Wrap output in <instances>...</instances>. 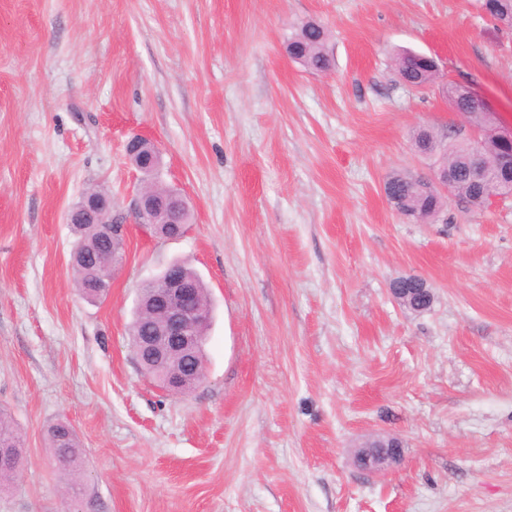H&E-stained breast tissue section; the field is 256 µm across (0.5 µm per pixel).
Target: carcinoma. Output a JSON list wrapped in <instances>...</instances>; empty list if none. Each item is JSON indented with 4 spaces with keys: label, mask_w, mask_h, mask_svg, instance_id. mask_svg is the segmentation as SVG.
<instances>
[{
    "label": "carcinoma",
    "mask_w": 512,
    "mask_h": 512,
    "mask_svg": "<svg viewBox=\"0 0 512 512\" xmlns=\"http://www.w3.org/2000/svg\"><path fill=\"white\" fill-rule=\"evenodd\" d=\"M482 7L494 20L512 28V0H483ZM288 56L299 63L306 70L314 73L327 72L332 67V58L329 51V37L325 30L317 24L307 22L303 24L287 40ZM395 69L399 78L406 84L425 89L435 84L438 73L433 60L415 53L398 54L395 57ZM442 93L453 105L456 111L465 114L478 125L485 122V108L464 94L456 84L442 86ZM436 142L417 135L415 145L423 153L448 155V166L454 170L453 192L459 200L472 203L477 194L484 190L488 193H498L512 188V168H503L499 165V158L507 146L492 140H485L481 144L484 163L490 181L484 187L471 182L467 167L471 142L454 143L445 142V136L434 135ZM423 178L409 172L396 171L386 180L384 189L392 192L394 209L402 215L408 213L407 199L418 195L417 209L420 212L441 211L445 205L444 197L439 194L418 192V185ZM77 235V242L72 253V267L76 282L81 293L94 301L104 300L103 284L111 279L108 264L92 267L93 261L108 251L106 231L107 224H82L78 221L72 224ZM176 270L194 284L197 296L201 303H210L207 288L198 274L184 263H174ZM157 317L156 312L146 302L140 304L135 310L132 323L129 327V344L133 349L138 348L139 340L150 330V323ZM141 370L145 376L157 387H164L170 370L158 368L147 359L138 358ZM48 448L52 455L77 457L82 460V448L74 428L64 420H57L50 424L46 431ZM11 443L16 447L21 445V435L15 427L11 416L0 410V443Z\"/></svg>",
    "instance_id": "cac0c4a2"
}]
</instances>
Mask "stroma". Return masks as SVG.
<instances>
[{
	"instance_id": "stroma-1",
	"label": "stroma",
	"mask_w": 512,
	"mask_h": 512,
	"mask_svg": "<svg viewBox=\"0 0 512 512\" xmlns=\"http://www.w3.org/2000/svg\"><path fill=\"white\" fill-rule=\"evenodd\" d=\"M307 21L327 73L286 53ZM403 49L435 57L438 86L399 81ZM445 83L512 124V30L480 0H0V407L23 438L0 512H512V199L423 224L384 193L437 169L418 128L473 136ZM136 134L187 200L181 238L134 219ZM90 188L126 225L102 302L70 260ZM175 260L213 309L182 394L128 342L142 282ZM409 276L424 312L391 295ZM59 419L75 481L46 443ZM375 437L403 456L369 475L354 453ZM390 291L393 298L400 304L407 296L413 295L418 291L432 293L427 281L418 277L413 279L399 278L393 281ZM48 448L51 449L53 457L67 456L77 457L79 467L82 460V448L78 435L74 428L64 420H57L50 424L46 431ZM64 470H68L70 474L79 470V467H67L66 465H59Z\"/></svg>"
}]
</instances>
